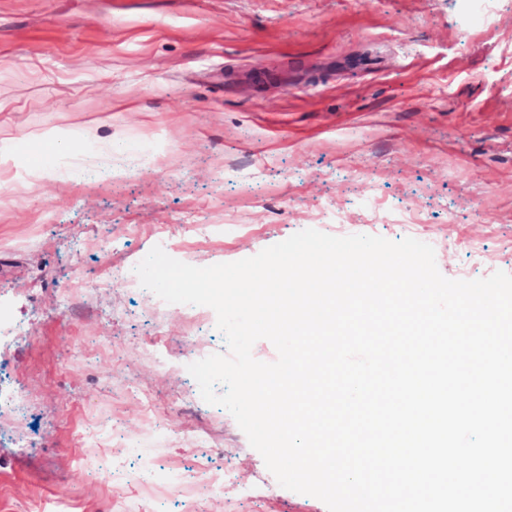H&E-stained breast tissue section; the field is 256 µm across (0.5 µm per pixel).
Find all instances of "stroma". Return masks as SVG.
Returning <instances> with one entry per match:
<instances>
[{
	"label": "stroma",
	"instance_id": "35a3bbf8",
	"mask_svg": "<svg viewBox=\"0 0 512 512\" xmlns=\"http://www.w3.org/2000/svg\"><path fill=\"white\" fill-rule=\"evenodd\" d=\"M0 153V512H327L196 396L215 311L128 282L305 229L512 274V0H0Z\"/></svg>",
	"mask_w": 512,
	"mask_h": 512
}]
</instances>
